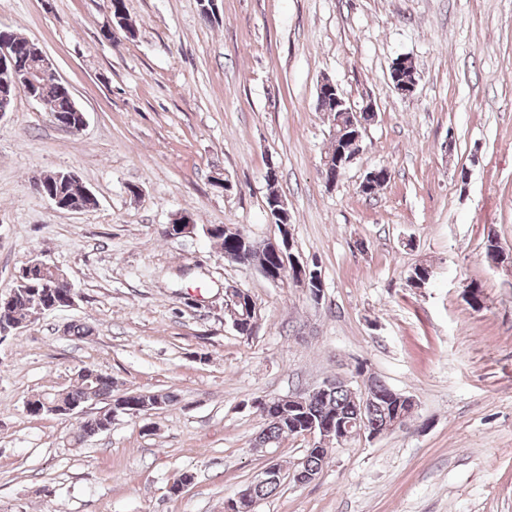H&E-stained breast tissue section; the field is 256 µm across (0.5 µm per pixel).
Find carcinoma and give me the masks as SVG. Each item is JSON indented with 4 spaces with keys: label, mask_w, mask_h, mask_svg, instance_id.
Masks as SVG:
<instances>
[{
    "label": "carcinoma",
    "mask_w": 512,
    "mask_h": 512,
    "mask_svg": "<svg viewBox=\"0 0 512 512\" xmlns=\"http://www.w3.org/2000/svg\"><path fill=\"white\" fill-rule=\"evenodd\" d=\"M108 9L112 23L119 27H128L126 0H108ZM0 39L14 47V64L19 69H27L33 60L34 53L40 51L39 46L16 33L4 29L0 31ZM34 94L39 101L49 106V112L59 114L76 124L79 117L72 109L69 97L62 91L57 80L53 77H44L38 80ZM43 191L59 196L67 205L81 206L84 209L92 207V201L84 197L79 188L62 186L58 184L56 173L46 174L38 179ZM209 238L217 242L224 253L241 259L248 264H255L261 270H268L275 266L271 255L266 251H258L245 246L241 242L239 232L225 230L219 226L213 228ZM435 271L429 266L417 265L411 270L409 280L412 286L419 287L428 284L434 277ZM51 273L41 270H25L18 272L15 283L10 292L0 295V300L7 302L5 312H0V323L28 322L34 316L47 311L55 304H61L67 297L68 291L64 288L50 290L45 284L50 280ZM377 392L381 394V409L376 411L374 422L383 423L392 410L393 401L389 400L388 385L380 380L374 382ZM112 378L104 375H94V370L88 367L77 371L73 383L56 393L39 394L28 399L25 404L26 412L31 416L48 413L46 405L51 404L57 408L77 406L84 403L91 394H97L106 399H112ZM357 405L355 396L346 386L339 385L325 393L314 396L305 406L293 409L286 405H274L268 408L265 419V428L262 435L267 445L272 446L289 436H299L301 432L297 427L303 422L313 420H327L336 416L351 420L355 418ZM111 424L107 418H97L84 422L78 426L75 441L82 443L97 435L109 431Z\"/></svg>",
    "instance_id": "obj_1"
}]
</instances>
